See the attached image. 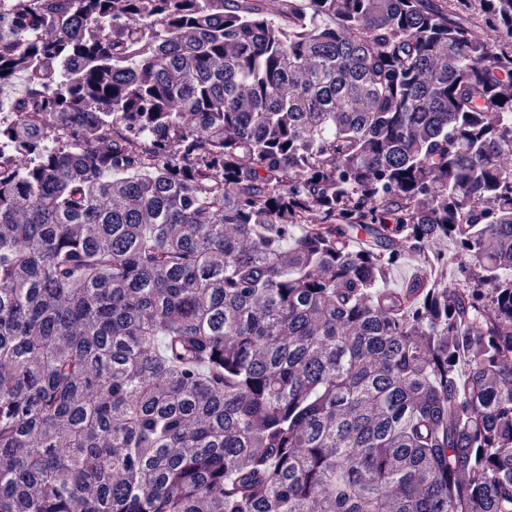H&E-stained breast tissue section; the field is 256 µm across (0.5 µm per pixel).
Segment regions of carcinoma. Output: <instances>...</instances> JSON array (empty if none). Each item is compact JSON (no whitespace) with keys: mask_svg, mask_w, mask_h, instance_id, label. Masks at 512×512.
Returning <instances> with one entry per match:
<instances>
[{"mask_svg":"<svg viewBox=\"0 0 512 512\" xmlns=\"http://www.w3.org/2000/svg\"><path fill=\"white\" fill-rule=\"evenodd\" d=\"M265 2L0 11V512H512V0ZM421 264L420 256L416 254H408L400 265L389 270L383 285L387 288H400L409 278L413 276L415 271Z\"/></svg>","mask_w":512,"mask_h":512,"instance_id":"carcinoma-1","label":"carcinoma"}]
</instances>
